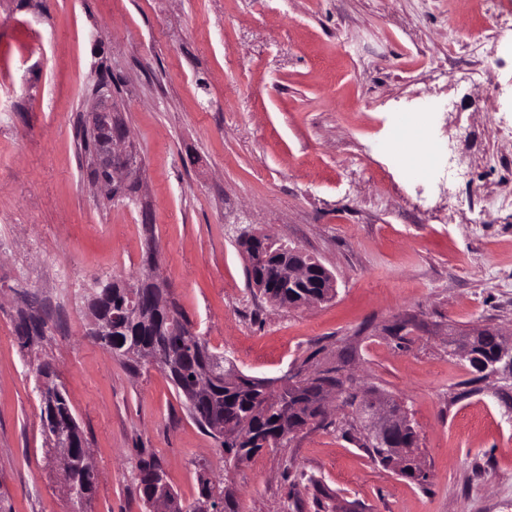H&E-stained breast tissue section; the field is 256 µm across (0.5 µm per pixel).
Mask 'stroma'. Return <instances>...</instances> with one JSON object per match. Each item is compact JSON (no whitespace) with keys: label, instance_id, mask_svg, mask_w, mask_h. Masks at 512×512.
<instances>
[{"label":"stroma","instance_id":"1","mask_svg":"<svg viewBox=\"0 0 512 512\" xmlns=\"http://www.w3.org/2000/svg\"><path fill=\"white\" fill-rule=\"evenodd\" d=\"M104 74L140 167L115 199L79 148ZM424 111L448 157L412 179L387 140ZM254 232L334 298L252 288ZM149 274L242 374L338 366L398 399L426 481L374 462L333 397L329 426L226 470L163 371L88 334L96 280ZM485 327L512 337V0H0V512H149L143 461L187 501L207 467L239 512H512V378L448 350ZM43 363L87 442L84 505L46 458Z\"/></svg>","mask_w":512,"mask_h":512}]
</instances>
